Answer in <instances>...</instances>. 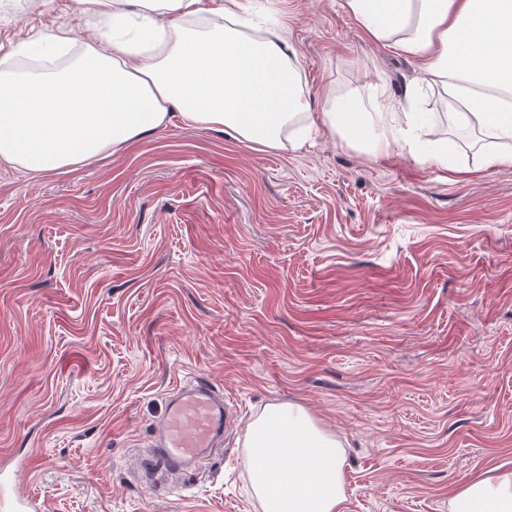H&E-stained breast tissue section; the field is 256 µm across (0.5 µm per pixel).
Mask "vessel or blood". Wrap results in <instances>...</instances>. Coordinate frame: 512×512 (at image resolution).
I'll list each match as a JSON object with an SVG mask.
<instances>
[{
  "label": "vessel or blood",
  "mask_w": 512,
  "mask_h": 512,
  "mask_svg": "<svg viewBox=\"0 0 512 512\" xmlns=\"http://www.w3.org/2000/svg\"><path fill=\"white\" fill-rule=\"evenodd\" d=\"M229 415L224 396L216 394L208 382L177 387L166 406L162 441L158 447L139 455L138 468L178 469L199 458L223 438Z\"/></svg>",
  "instance_id": "1"
}]
</instances>
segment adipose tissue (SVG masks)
Returning a JSON list of instances; mask_svg holds the SVG:
<instances>
[{
    "instance_id": "ef3b65f1",
    "label": "adipose tissue",
    "mask_w": 512,
    "mask_h": 512,
    "mask_svg": "<svg viewBox=\"0 0 512 512\" xmlns=\"http://www.w3.org/2000/svg\"><path fill=\"white\" fill-rule=\"evenodd\" d=\"M93 44L58 71L0 68V164L70 172L126 151L173 121L232 132L262 150L295 123L375 150L397 144L448 168L451 145L419 139L415 108L377 85L378 115L330 92L309 112L294 50L277 29L239 27L254 0H75ZM366 35L421 62L463 126L495 138L488 167L512 166V0H342ZM249 488L262 512H345V452L301 405L265 406L246 426ZM449 512H512V463L470 476Z\"/></svg>"
}]
</instances>
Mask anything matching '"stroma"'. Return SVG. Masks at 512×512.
Instances as JSON below:
<instances>
[{
    "instance_id": "35a3bbf8",
    "label": "stroma",
    "mask_w": 512,
    "mask_h": 512,
    "mask_svg": "<svg viewBox=\"0 0 512 512\" xmlns=\"http://www.w3.org/2000/svg\"><path fill=\"white\" fill-rule=\"evenodd\" d=\"M339 0H259L310 109L375 113L377 84L433 116L460 173L328 134L258 151L173 122L78 171L0 165V465L30 458L38 512H261L246 423L295 403L347 457L346 512H448L469 476L512 461V167L456 125L418 59L368 39ZM95 32L73 0H0V56ZM209 381L237 410L173 493L131 462L168 394Z\"/></svg>"
}]
</instances>
